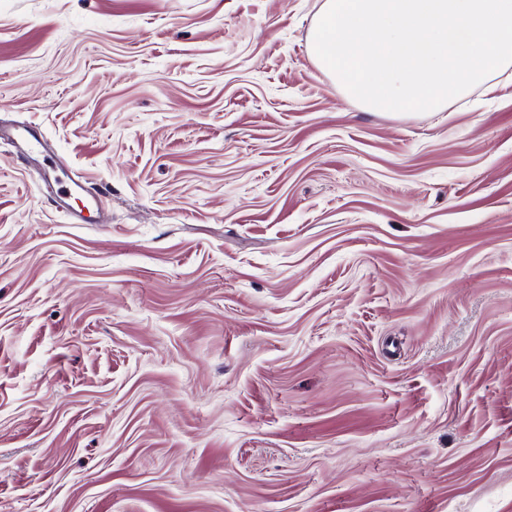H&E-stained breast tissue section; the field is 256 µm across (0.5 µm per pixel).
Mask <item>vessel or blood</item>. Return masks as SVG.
I'll return each instance as SVG.
<instances>
[{
    "mask_svg": "<svg viewBox=\"0 0 512 512\" xmlns=\"http://www.w3.org/2000/svg\"><path fill=\"white\" fill-rule=\"evenodd\" d=\"M18 150L34 158L48 183L54 188V202L74 224H99L103 221L100 195L84 184L66 161L51 149L48 141L34 128L17 126L4 134Z\"/></svg>",
    "mask_w": 512,
    "mask_h": 512,
    "instance_id": "vessel-or-blood-1",
    "label": "vessel or blood"
}]
</instances>
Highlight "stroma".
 <instances>
[{"label":"stroma","mask_w":512,"mask_h":512,"mask_svg":"<svg viewBox=\"0 0 512 512\" xmlns=\"http://www.w3.org/2000/svg\"><path fill=\"white\" fill-rule=\"evenodd\" d=\"M322 0H0V512H512V75L390 116ZM0 138L10 140L18 150L34 158L41 166L45 179L54 188L56 207L64 211L72 224H107L102 216L100 195L84 184L67 165L43 135L32 127H10ZM81 199L82 205L73 207L72 202Z\"/></svg>","instance_id":"obj_1"}]
</instances>
